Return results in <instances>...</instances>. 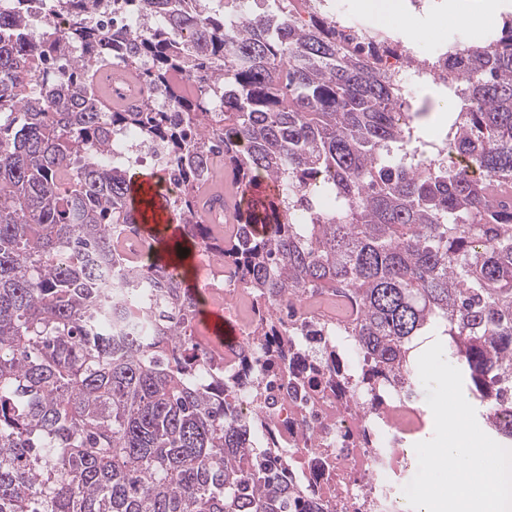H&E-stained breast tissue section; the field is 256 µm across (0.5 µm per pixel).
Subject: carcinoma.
<instances>
[{"mask_svg":"<svg viewBox=\"0 0 512 512\" xmlns=\"http://www.w3.org/2000/svg\"><path fill=\"white\" fill-rule=\"evenodd\" d=\"M0 7V512H324L280 475L283 449L228 413L234 382L197 340L202 300L171 271V238L146 258L127 235L134 200L113 132L161 141L180 238L212 250L258 312L254 335L301 349L308 316L349 345L366 391L416 386L435 335L463 390L512 398V28L459 41L448 83L461 111L419 134L401 85L366 46L336 38L306 0L252 15L246 0H56L33 28ZM77 43L82 55L72 57ZM168 100L107 111L97 66ZM197 87L189 98L179 82ZM462 164L448 168L445 150ZM248 190L222 238L200 188L217 162ZM149 328L112 339V304Z\"/></svg>","mask_w":512,"mask_h":512,"instance_id":"1","label":"carcinoma"}]
</instances>
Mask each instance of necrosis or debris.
Wrapping results in <instances>:
<instances>
[{
  "label": "necrosis or debris",
  "mask_w": 512,
  "mask_h": 512,
  "mask_svg": "<svg viewBox=\"0 0 512 512\" xmlns=\"http://www.w3.org/2000/svg\"><path fill=\"white\" fill-rule=\"evenodd\" d=\"M309 6L338 30L361 37L404 89L424 77L436 86L457 82L448 72L450 44L421 59L408 41L359 23L339 0H310ZM208 291L239 318L240 341L218 347V355L228 362H236L237 353L247 355L234 371L233 412L258 420L284 447L290 461L285 477L294 478L293 466L301 464L304 498L328 505L330 512H404L403 479L428 426L411 389L390 384L368 394L337 381L326 358L336 339L322 329L323 315H314L301 350L282 354L252 336L255 316L241 312L247 293L228 282L209 284Z\"/></svg>",
  "instance_id": "obj_1"
}]
</instances>
